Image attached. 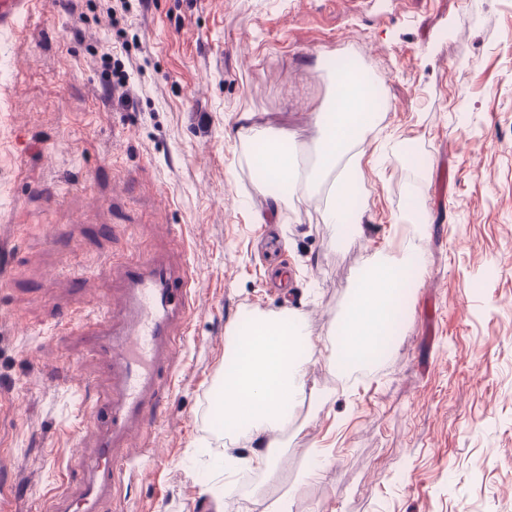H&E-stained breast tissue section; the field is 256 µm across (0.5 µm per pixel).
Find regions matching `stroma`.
Returning <instances> with one entry per match:
<instances>
[{"label": "stroma", "instance_id": "stroma-1", "mask_svg": "<svg viewBox=\"0 0 512 512\" xmlns=\"http://www.w3.org/2000/svg\"><path fill=\"white\" fill-rule=\"evenodd\" d=\"M130 3L118 19L107 0H31L0 31V445L17 512L78 487L69 462L97 445L80 385L103 393L107 369L56 325L120 299L109 262L155 252L193 281L190 328L102 512H267L289 490L294 512H512V0ZM343 57L388 103L364 143L362 231L345 236L323 221L326 186L273 204L240 125L255 113L313 167ZM412 206L421 282L384 356L344 377L319 346L373 256L407 244ZM285 310L315 345L308 394L277 473H243L216 505L214 446H252L215 423L229 333Z\"/></svg>", "mask_w": 512, "mask_h": 512}]
</instances>
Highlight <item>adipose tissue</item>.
<instances>
[{
	"label": "adipose tissue",
	"instance_id": "obj_1",
	"mask_svg": "<svg viewBox=\"0 0 512 512\" xmlns=\"http://www.w3.org/2000/svg\"><path fill=\"white\" fill-rule=\"evenodd\" d=\"M328 107L317 113L320 130L315 167L330 177L325 223L343 234L361 230L357 206L363 179V143L376 126L382 98L365 71L337 72ZM253 165L262 181L287 189L300 188L297 162L282 140L261 139L253 151ZM422 256L413 249L385 255L362 275L337 326V336L327 346V360L341 372L375 361L392 333V318L401 288L410 272L420 267ZM234 357L222 373L220 391L224 425L246 429L256 440L251 454L226 455L229 470L261 469L274 474L278 458L277 437L287 428L291 409L307 392L304 351L312 342L304 326L289 312L258 315L231 332Z\"/></svg>",
	"mask_w": 512,
	"mask_h": 512
}]
</instances>
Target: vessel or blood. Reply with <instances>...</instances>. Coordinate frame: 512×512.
Instances as JSON below:
<instances>
[{"label":"vessel or blood","instance_id":"1","mask_svg":"<svg viewBox=\"0 0 512 512\" xmlns=\"http://www.w3.org/2000/svg\"><path fill=\"white\" fill-rule=\"evenodd\" d=\"M30 0H0V30L14 25ZM122 307L103 303L76 314L69 322L88 339L89 354L108 366L112 389L97 398L88 414L97 423V448L80 461L77 489L62 485L48 501L47 512H99L111 500L123 456L122 441L135 432L145 410L156 404L161 374L176 359L177 325L185 323L191 285L185 272L162 257H143L120 267ZM12 472L0 467V512H15Z\"/></svg>","mask_w":512,"mask_h":512}]
</instances>
